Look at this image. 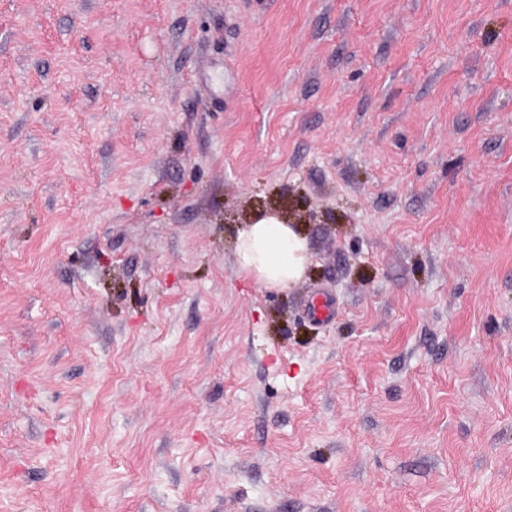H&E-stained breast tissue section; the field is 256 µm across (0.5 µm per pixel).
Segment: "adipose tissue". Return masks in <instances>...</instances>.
Instances as JSON below:
<instances>
[{"instance_id": "ef3b65f1", "label": "adipose tissue", "mask_w": 512, "mask_h": 512, "mask_svg": "<svg viewBox=\"0 0 512 512\" xmlns=\"http://www.w3.org/2000/svg\"><path fill=\"white\" fill-rule=\"evenodd\" d=\"M236 256L242 277L263 288H286L305 273L308 239L300 225L265 217L240 231Z\"/></svg>"}]
</instances>
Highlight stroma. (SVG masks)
<instances>
[{
	"instance_id": "1",
	"label": "stroma",
	"mask_w": 512,
	"mask_h": 512,
	"mask_svg": "<svg viewBox=\"0 0 512 512\" xmlns=\"http://www.w3.org/2000/svg\"><path fill=\"white\" fill-rule=\"evenodd\" d=\"M0 512H512V0H0ZM236 256L242 277L262 288H286L304 276L308 239L298 224L260 218L240 231Z\"/></svg>"
}]
</instances>
